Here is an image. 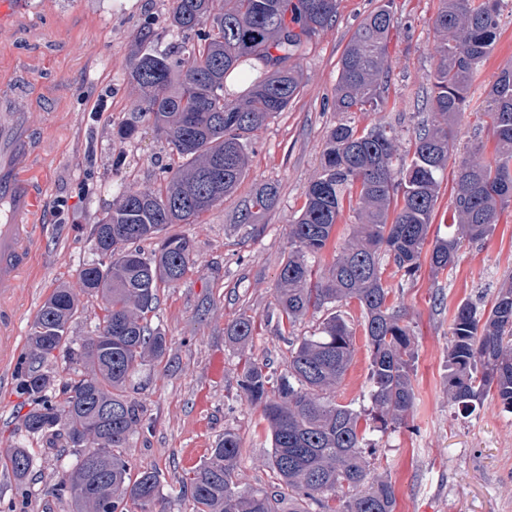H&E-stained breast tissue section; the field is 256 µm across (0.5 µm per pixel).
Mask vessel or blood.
I'll return each instance as SVG.
<instances>
[{
	"mask_svg": "<svg viewBox=\"0 0 512 512\" xmlns=\"http://www.w3.org/2000/svg\"><path fill=\"white\" fill-rule=\"evenodd\" d=\"M11 79L0 75V104L8 109L0 121V363L14 353L11 308L21 279L33 268L40 245V219L48 188L38 163L40 143L29 121L27 100L11 95Z\"/></svg>",
	"mask_w": 512,
	"mask_h": 512,
	"instance_id": "obj_1",
	"label": "vessel or blood"
}]
</instances>
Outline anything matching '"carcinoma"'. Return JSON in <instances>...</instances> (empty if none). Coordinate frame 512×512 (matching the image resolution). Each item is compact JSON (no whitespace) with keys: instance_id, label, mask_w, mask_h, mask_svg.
<instances>
[{"instance_id":"obj_1","label":"carcinoma","mask_w":512,"mask_h":512,"mask_svg":"<svg viewBox=\"0 0 512 512\" xmlns=\"http://www.w3.org/2000/svg\"><path fill=\"white\" fill-rule=\"evenodd\" d=\"M392 4L385 0L365 20L341 57L335 108L348 119L327 132L321 171L290 225L291 249L276 288L283 333L312 307L358 303L370 349L371 420L382 430L402 424L415 398L413 332L402 310L389 303L383 259L392 257L406 275L421 267L441 176L453 152V130L496 43L504 0H439L432 18L439 40L427 98L431 120L405 151L393 125L361 128L349 120L383 104ZM337 12L338 0H172L170 26L181 35L176 52L144 49L152 35L148 24L136 34L139 48L129 75L143 93L140 112L179 164L154 193L125 188L112 211L96 222V244L104 251L81 269L80 280L100 297L103 316L71 353L84 371L68 383L65 398L48 395L50 375L42 364L68 349V331L79 314L70 289L55 288L38 310L27 336L30 357L17 370L19 390L32 403L23 418L25 431L39 435L61 426L77 455L64 481L73 512H107L109 502L112 512H154L160 502L158 475H132L116 452L127 447L142 414L123 392L136 367L166 355V337L148 314L160 286H175L192 271L193 245L171 235L146 255L133 244L157 237L170 224L198 221L237 190L255 132L298 96L297 62ZM234 72L248 82L239 95L227 84ZM484 117L494 152L488 157L477 144L458 165L448 236L429 250L435 272L453 267L464 241L492 235L500 211L512 201V68L497 76ZM277 200L278 187L262 185L243 201L238 223H256ZM346 208L357 217L352 238L313 286L308 259L329 246ZM254 332V319L245 313L224 330L238 343ZM450 332L451 402L469 415L491 396L512 413V286L500 289L487 310L471 302L458 305ZM354 340L353 328L334 311L313 333L296 337L288 375L278 377L255 360L244 362L241 389L262 406L275 482L268 490L238 489L240 440L226 431L206 461L182 480L192 512H309V502L318 512H395L394 485L372 477L363 455L365 415L329 396L344 380ZM8 464L14 478L24 481L32 466L28 449L13 448Z\"/></svg>"}]
</instances>
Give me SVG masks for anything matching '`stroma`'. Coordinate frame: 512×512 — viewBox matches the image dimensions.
Here are the masks:
<instances>
[{"instance_id": "1", "label": "stroma", "mask_w": 512, "mask_h": 512, "mask_svg": "<svg viewBox=\"0 0 512 512\" xmlns=\"http://www.w3.org/2000/svg\"><path fill=\"white\" fill-rule=\"evenodd\" d=\"M383 0H340L335 22L321 30L298 62L302 87L285 112L255 136V152L237 192L195 224H172L167 234L194 244V269L179 284L160 288L150 318L166 336L163 360L140 367L124 391L143 418L122 451L132 473H156L164 512H189L181 479L205 460L225 432L237 434L240 489L265 488L271 481V443L260 406L240 389L245 358L288 371V345L269 314L274 289L290 249L289 225L305 191L320 172L334 108L341 56L359 26ZM439 0H393L394 26L388 38L391 73L379 112L356 114L359 126L397 125L403 137L429 116L427 99L437 66V34L431 18ZM170 0H21L9 31L0 35V66L23 68L44 87L32 90L29 110L40 129L42 157L51 188L32 274L20 285L15 336L26 355V336L54 288L71 289L80 313L69 330L71 347L90 336L102 312L82 287L79 272L97 261L94 228L111 211L123 187L157 191L171 148L147 118L138 114L142 93L129 75L132 33L150 23L152 47L175 50ZM512 68V12L504 11L501 34L481 67L456 128L453 157L477 143L486 153L495 144L477 118L504 68ZM136 122L133 136L120 128ZM279 190L275 207L253 224L238 225L242 200L259 186ZM391 299L415 333L412 415L387 432H368L365 455L372 474L393 481L396 512H512V414L495 400L463 416L448 400L445 361L450 323L460 302L490 306L512 281V205L484 242L464 245L453 268L434 273L422 264L413 276L387 266ZM252 315L256 333L246 348L224 334L240 312ZM340 311L355 330V354L339 402L371 410L370 357L357 303ZM30 409L15 384L0 386V450L29 448L32 468L16 482L0 460V512H72L60 485L73 456L64 455V431L29 436L22 417Z\"/></svg>"}]
</instances>
